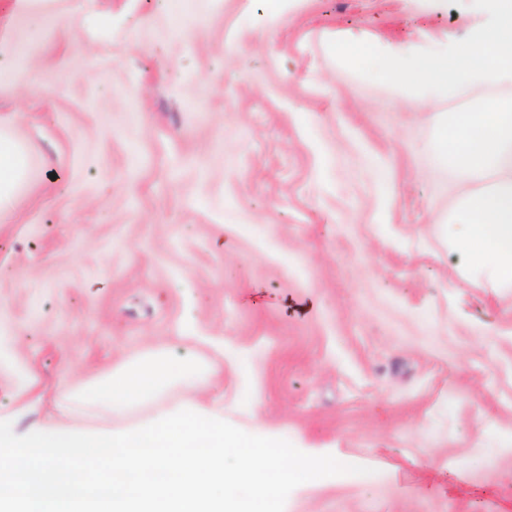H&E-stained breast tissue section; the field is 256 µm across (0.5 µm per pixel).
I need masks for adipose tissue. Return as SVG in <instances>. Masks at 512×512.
Listing matches in <instances>:
<instances>
[{"label":"adipose tissue","mask_w":512,"mask_h":512,"mask_svg":"<svg viewBox=\"0 0 512 512\" xmlns=\"http://www.w3.org/2000/svg\"><path fill=\"white\" fill-rule=\"evenodd\" d=\"M495 21L470 30L457 50L415 55L404 50L378 49L366 44L340 42L337 57L346 64L372 70L382 83L423 100L425 92L454 95L461 85H488L512 81V0H494ZM29 146L0 129V203L8 200L22 179ZM177 355L147 361L112 377V393L132 405L154 396L168 378Z\"/></svg>","instance_id":"adipose-tissue-1"}]
</instances>
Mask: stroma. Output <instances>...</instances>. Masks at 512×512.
I'll return each instance as SVG.
<instances>
[{
	"label": "stroma",
	"mask_w": 512,
	"mask_h": 512,
	"mask_svg": "<svg viewBox=\"0 0 512 512\" xmlns=\"http://www.w3.org/2000/svg\"><path fill=\"white\" fill-rule=\"evenodd\" d=\"M486 0H26L0 31V125L31 152L0 206V421L134 429L194 396L383 480L284 512H512V288L463 272L466 185L417 103L340 64L419 54ZM179 350L137 405L113 373Z\"/></svg>",
	"instance_id": "1"
}]
</instances>
